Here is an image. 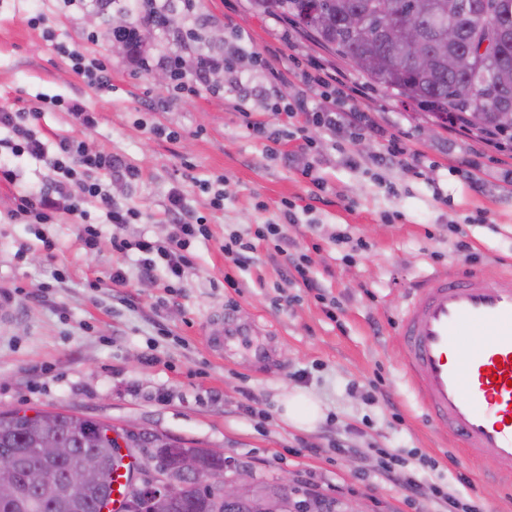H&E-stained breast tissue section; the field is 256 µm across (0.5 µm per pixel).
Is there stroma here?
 <instances>
[{
    "label": "stroma",
    "mask_w": 512,
    "mask_h": 512,
    "mask_svg": "<svg viewBox=\"0 0 512 512\" xmlns=\"http://www.w3.org/2000/svg\"><path fill=\"white\" fill-rule=\"evenodd\" d=\"M37 14L61 42L80 46L87 33L98 34L95 51L111 57V91L72 71L54 42L30 25ZM121 16L136 18L131 0H112L104 12L78 0H0V110L42 107L48 138L85 141L139 169L136 181L110 186L118 203L140 214L124 227L127 239L166 236L175 187L206 218L209 234L194 242L183 279L165 291L163 281L141 277L137 251L113 249L112 227L99 210L91 212L100 225L91 254L73 216L9 223L16 192L39 191L47 176L36 160H19L17 185L0 184V291L10 295L0 317V411H71L118 428L133 422L188 448L223 449L255 480L287 475L324 497L361 501L366 512H446L445 492L489 512H512V483L494 479L492 452L470 460L420 407L397 336L400 313L424 276L453 267L492 277L512 265V145L475 157L476 134H449L294 25L253 12L247 0H199L194 21L177 20L195 30L184 46L164 32L146 33L151 52L177 50L188 61L199 50L222 55L240 78L235 84L217 74L219 93L203 90L172 104L169 83L136 72L106 43L108 24ZM256 51L267 67L257 66ZM313 60L401 145L422 153L425 175L351 163L349 135L333 139L316 127L309 130L312 148L288 165L285 155L298 152L299 142L284 106L300 95L314 111L331 105L324 87L302 89L295 77ZM277 72L282 82H275ZM54 97L82 101L98 118L95 129L47 106ZM252 119L282 129L281 142L257 137ZM156 125L175 139L153 135ZM473 158L482 169L477 191L457 173ZM307 164L321 186L303 176ZM219 192L224 201L216 208ZM287 202L300 219L288 233L307 254L325 301L291 284L271 242L255 237L260 225L282 223ZM232 232L255 246L246 267L224 260ZM340 233L349 243L336 245ZM357 239L363 248L354 247ZM460 239L470 253L456 252ZM116 266L126 286L111 285ZM219 308L268 332L275 370L262 374L206 348L198 329ZM294 390L318 401L323 417L314 427L283 419L281 401ZM245 403L252 413L242 411ZM384 457L396 459L399 482L380 474ZM410 482L422 487L412 500L404 490Z\"/></svg>",
    "instance_id": "35a3bbf8"
}]
</instances>
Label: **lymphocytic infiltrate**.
I'll use <instances>...</instances> for the list:
<instances>
[{"label":"lymphocytic infiltrate","mask_w":512,"mask_h":512,"mask_svg":"<svg viewBox=\"0 0 512 512\" xmlns=\"http://www.w3.org/2000/svg\"><path fill=\"white\" fill-rule=\"evenodd\" d=\"M56 49L70 60L73 72L87 85L99 90L111 89L112 69L105 55H91L84 48L62 42ZM129 55L138 72L148 73L156 69L169 72L173 80L172 90L178 94L194 95L200 89L210 88L212 76L230 67L224 57L202 53L196 59L193 75L188 76L182 70V59L177 53L152 54L139 40L130 44ZM286 113L291 117L302 115L305 123L321 127L332 135L346 130L355 141L366 135L384 140V149L374 156V164L390 167L406 162L414 169L420 165L419 155L407 154L403 147L388 139L385 127L358 109H347L337 102L329 109L312 112L300 99L289 106ZM41 116L42 110L38 107L0 112V129L9 132L8 137L0 138V150H8L11 157L29 156L41 162L49 172L38 193L17 195L7 216L16 224H52L59 213H68L79 218V238L86 252H93L98 245L99 233L87 221L85 204L97 203L107 222L115 229H123L137 219L138 213L114 202L108 183L137 179L140 171L119 157L89 151L85 142L70 137H60L54 144H47L39 131ZM10 159L0 161V183L13 185L18 181L19 172ZM166 213L171 230L165 240L144 236L132 242L124 239L114 242L115 247L122 250L136 249L142 276L148 280L154 279L159 269L164 270L167 277L182 279L188 265V249L197 237L206 233L205 217L186 206L181 189L170 192ZM284 226L265 224L257 229L256 235L272 242L275 255L286 257L291 267V281L308 291L319 292L320 286L311 275L305 255L296 251V243Z\"/></svg>","instance_id":"lymphocytic-infiltrate-1"}]
</instances>
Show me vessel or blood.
<instances>
[{"mask_svg":"<svg viewBox=\"0 0 512 512\" xmlns=\"http://www.w3.org/2000/svg\"><path fill=\"white\" fill-rule=\"evenodd\" d=\"M206 346L275 367L258 326L222 312L203 325ZM406 373L427 414L469 455L492 451L512 477V273L448 271L422 279L399 322Z\"/></svg>","mask_w":512,"mask_h":512,"instance_id":"vessel-or-blood-1","label":"vessel or blood"}]
</instances>
